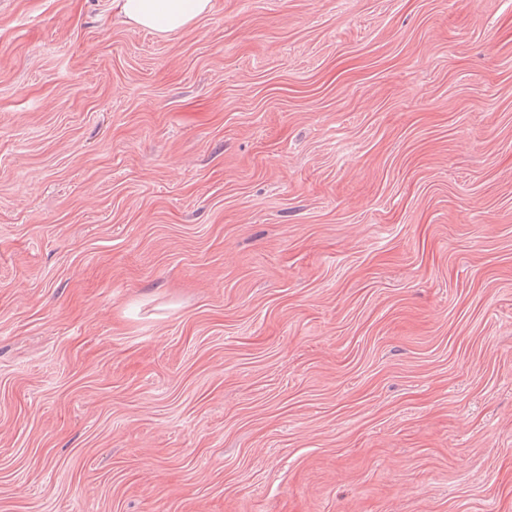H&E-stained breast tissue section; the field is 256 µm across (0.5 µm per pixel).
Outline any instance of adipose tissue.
<instances>
[{"mask_svg":"<svg viewBox=\"0 0 512 512\" xmlns=\"http://www.w3.org/2000/svg\"><path fill=\"white\" fill-rule=\"evenodd\" d=\"M128 22L160 33L183 29L207 12L211 0H112Z\"/></svg>","mask_w":512,"mask_h":512,"instance_id":"adipose-tissue-1","label":"adipose tissue"}]
</instances>
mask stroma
<instances>
[{
	"instance_id": "1",
	"label": "stroma",
	"mask_w": 512,
	"mask_h": 512,
	"mask_svg": "<svg viewBox=\"0 0 512 512\" xmlns=\"http://www.w3.org/2000/svg\"><path fill=\"white\" fill-rule=\"evenodd\" d=\"M0 512H512V0H0ZM112 7L141 28L170 33L207 12L211 0H113Z\"/></svg>"
}]
</instances>
